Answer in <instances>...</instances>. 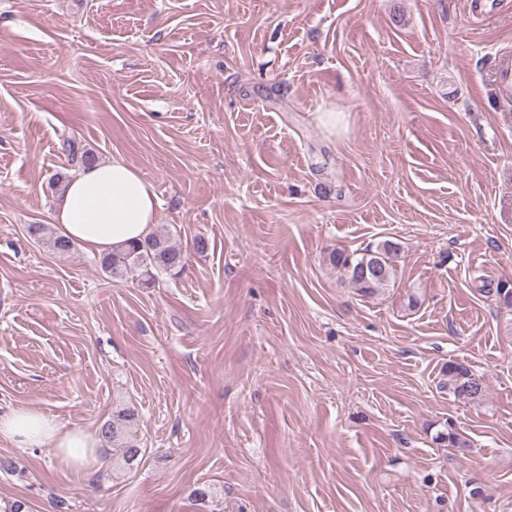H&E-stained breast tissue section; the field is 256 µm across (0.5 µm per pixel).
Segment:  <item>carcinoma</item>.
Here are the masks:
<instances>
[{"label":"carcinoma","instance_id":"obj_1","mask_svg":"<svg viewBox=\"0 0 512 512\" xmlns=\"http://www.w3.org/2000/svg\"><path fill=\"white\" fill-rule=\"evenodd\" d=\"M29 235L36 241L48 245L58 256H67L74 250V243L52 231L47 224L28 225ZM399 244L386 240L374 248L349 253L338 249L331 253L330 260L344 270L350 282L365 295H371L385 288L395 278L394 259L399 253ZM100 265L111 279L119 281L138 280L151 284L158 272H181L186 265V255L170 238L163 234H152L144 241L112 249L102 255ZM448 391L463 402H473L483 396L482 379L462 363H450L447 369ZM136 410L130 406H119L112 411V417L103 422L99 435L112 445L113 456L126 466L139 458ZM439 443L464 452L470 441L457 433L454 428L436 437Z\"/></svg>","mask_w":512,"mask_h":512}]
</instances>
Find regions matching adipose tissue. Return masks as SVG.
<instances>
[{
    "instance_id": "adipose-tissue-1",
    "label": "adipose tissue",
    "mask_w": 512,
    "mask_h": 512,
    "mask_svg": "<svg viewBox=\"0 0 512 512\" xmlns=\"http://www.w3.org/2000/svg\"><path fill=\"white\" fill-rule=\"evenodd\" d=\"M61 235L103 254L147 238L157 222L153 186L123 159L92 164L70 178L52 214ZM0 436L18 448H48L65 466L95 472L101 465L98 435L65 427L39 409L0 414Z\"/></svg>"
}]
</instances>
